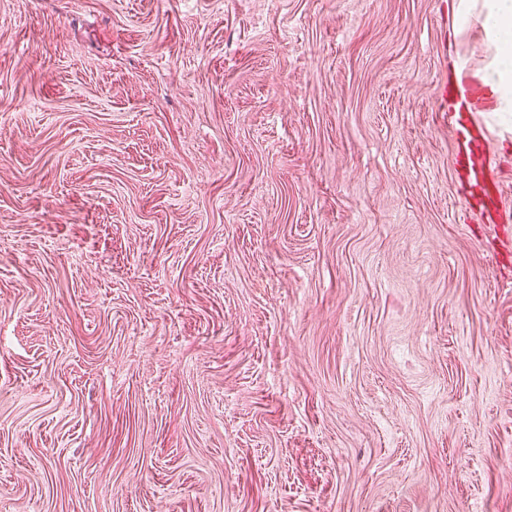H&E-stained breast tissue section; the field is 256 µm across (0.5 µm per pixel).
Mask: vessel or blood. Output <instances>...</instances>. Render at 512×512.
I'll list each match as a JSON object with an SVG mask.
<instances>
[{
	"mask_svg": "<svg viewBox=\"0 0 512 512\" xmlns=\"http://www.w3.org/2000/svg\"><path fill=\"white\" fill-rule=\"evenodd\" d=\"M456 82L463 94L444 100L443 110L456 139L453 160L460 198L466 204L476 203L484 222L496 225L502 252L511 263L512 210L503 204L501 179L488 153L490 132L480 118L486 109L483 91L470 68H463Z\"/></svg>",
	"mask_w": 512,
	"mask_h": 512,
	"instance_id": "b4317fda",
	"label": "vessel or blood"
}]
</instances>
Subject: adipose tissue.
Masks as SVG:
<instances>
[{"label":"adipose tissue","instance_id":"obj_1","mask_svg":"<svg viewBox=\"0 0 512 512\" xmlns=\"http://www.w3.org/2000/svg\"><path fill=\"white\" fill-rule=\"evenodd\" d=\"M484 28L498 47L487 81L497 93L504 112H512V0H487Z\"/></svg>","mask_w":512,"mask_h":512}]
</instances>
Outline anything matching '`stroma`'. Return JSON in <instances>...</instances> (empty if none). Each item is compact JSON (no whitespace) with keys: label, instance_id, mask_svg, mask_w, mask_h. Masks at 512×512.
<instances>
[{"label":"stroma","instance_id":"obj_1","mask_svg":"<svg viewBox=\"0 0 512 512\" xmlns=\"http://www.w3.org/2000/svg\"><path fill=\"white\" fill-rule=\"evenodd\" d=\"M483 18L0 0V512H512V266L441 107Z\"/></svg>","mask_w":512,"mask_h":512}]
</instances>
